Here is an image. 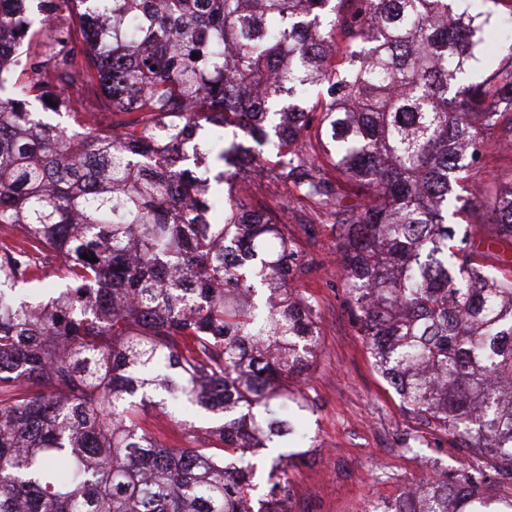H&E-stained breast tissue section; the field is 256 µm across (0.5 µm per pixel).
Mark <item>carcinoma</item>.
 Here are the masks:
<instances>
[{
    "mask_svg": "<svg viewBox=\"0 0 512 512\" xmlns=\"http://www.w3.org/2000/svg\"><path fill=\"white\" fill-rule=\"evenodd\" d=\"M29 2L0 0V512H253L263 450L258 512H291L308 262L265 205L227 194L207 219L211 181L255 168L327 210L375 367L473 459L377 509L512 512V269L459 222L512 146V0H49L44 57ZM90 85L108 131L35 111L75 118ZM485 207L512 244V179ZM59 253L61 285L21 294ZM142 423L145 429L151 432L158 440L170 446L183 445L180 437L174 431V425L160 414V411L148 407L142 414Z\"/></svg>",
    "mask_w": 512,
    "mask_h": 512,
    "instance_id": "1",
    "label": "carcinoma"
}]
</instances>
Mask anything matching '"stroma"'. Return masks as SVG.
Returning <instances> with one entry per match:
<instances>
[{"label": "stroma", "mask_w": 512, "mask_h": 512, "mask_svg": "<svg viewBox=\"0 0 512 512\" xmlns=\"http://www.w3.org/2000/svg\"><path fill=\"white\" fill-rule=\"evenodd\" d=\"M242 199L288 211V230L309 268L294 285L319 314L318 345L302 390L314 406L298 425L311 454L289 466L292 512H367L408 485L467 467L447 435L421 427L373 365L336 273V234L323 211L298 201L267 174L238 178Z\"/></svg>", "instance_id": "35a3bbf8"}]
</instances>
